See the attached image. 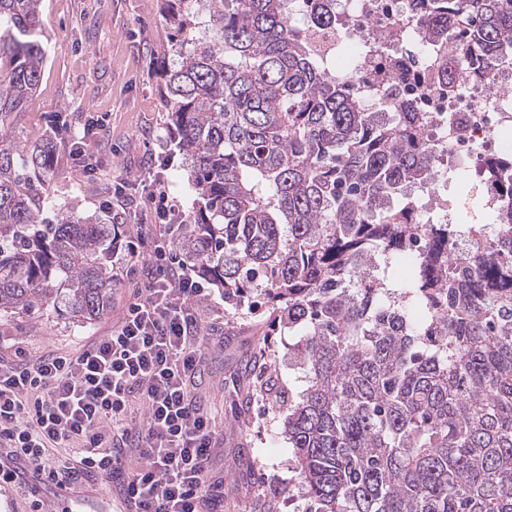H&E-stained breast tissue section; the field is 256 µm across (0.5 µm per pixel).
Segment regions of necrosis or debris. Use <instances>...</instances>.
<instances>
[{"instance_id":"necrosis-or-debris-1","label":"necrosis or debris","mask_w":512,"mask_h":512,"mask_svg":"<svg viewBox=\"0 0 512 512\" xmlns=\"http://www.w3.org/2000/svg\"><path fill=\"white\" fill-rule=\"evenodd\" d=\"M423 29L415 0H336L335 31L315 38L330 52L342 38L353 40L359 62L349 74L361 92L376 93L383 111H401L408 102L427 114L432 138L448 144L441 165L463 159L477 166L511 152L512 140L500 134L512 127V74L473 73L452 54L427 57Z\"/></svg>"}]
</instances>
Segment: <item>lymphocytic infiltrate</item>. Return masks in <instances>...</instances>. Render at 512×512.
Here are the masks:
<instances>
[{
  "instance_id": "1",
  "label": "lymphocytic infiltrate",
  "mask_w": 512,
  "mask_h": 512,
  "mask_svg": "<svg viewBox=\"0 0 512 512\" xmlns=\"http://www.w3.org/2000/svg\"><path fill=\"white\" fill-rule=\"evenodd\" d=\"M178 214L167 198L149 196L140 222L156 234L121 258L141 284L109 334L73 355L32 359L19 350L0 359V447L12 460L0 467L1 485L30 467L61 487L86 477L115 481L128 512H219L224 493L209 462L223 436L191 392L204 345L192 304L209 291L166 248ZM137 400L146 408L139 422L130 417ZM72 443L78 465L52 460V450ZM133 449L141 463L124 469Z\"/></svg>"
}]
</instances>
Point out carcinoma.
<instances>
[{
  "label": "carcinoma",
  "instance_id": "carcinoma-1",
  "mask_svg": "<svg viewBox=\"0 0 512 512\" xmlns=\"http://www.w3.org/2000/svg\"><path fill=\"white\" fill-rule=\"evenodd\" d=\"M165 0L186 46L163 74L170 129L203 207L173 254L236 306L264 289L273 320L303 330L306 388L265 391L284 425L307 512H512V236L420 224L412 191L443 170L422 112H367L315 50L329 0ZM427 54L464 29L477 67L512 60V0H420ZM41 0H0V313L59 310L76 323L112 303L106 212L44 216L61 133L16 140L11 117L40 85ZM483 191L512 198V156ZM483 236L459 253L456 237ZM408 252L413 270L390 278Z\"/></svg>",
  "mask_w": 512,
  "mask_h": 512
}]
</instances>
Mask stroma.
<instances>
[{
  "mask_svg": "<svg viewBox=\"0 0 512 512\" xmlns=\"http://www.w3.org/2000/svg\"><path fill=\"white\" fill-rule=\"evenodd\" d=\"M41 14L44 75L16 132L31 141L49 128H67L49 186V214L109 210L121 226L120 244H127L137 226L116 201L115 185L124 178L132 210L161 192L192 216L197 195L187 161L170 149L163 102L161 75L180 44L162 0H42ZM91 116L101 126L95 171L86 175L72 165L69 138L81 134ZM135 286L134 276L118 274L109 312L85 324L52 309L1 314L0 356L12 357L18 347L33 356L79 351L118 321ZM261 300L256 291L232 309L214 287L196 302L204 350L193 393L224 434L210 462L212 479L224 486V512H304L284 415L262 388L271 376L293 393L305 389V373L293 355L301 332L273 322ZM37 485L30 475L23 483L0 486V512H52L50 502L35 505Z\"/></svg>",
  "mask_w": 512,
  "mask_h": 512,
  "instance_id": "35a3bbf8",
  "label": "stroma"
}]
</instances>
